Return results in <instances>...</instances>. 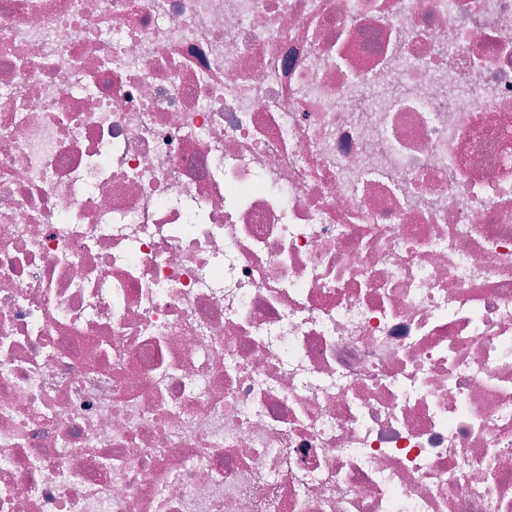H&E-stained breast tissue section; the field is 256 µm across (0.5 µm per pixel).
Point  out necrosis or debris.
Segmentation results:
<instances>
[{
	"mask_svg": "<svg viewBox=\"0 0 512 512\" xmlns=\"http://www.w3.org/2000/svg\"><path fill=\"white\" fill-rule=\"evenodd\" d=\"M0 512H512V0H0Z\"/></svg>",
	"mask_w": 512,
	"mask_h": 512,
	"instance_id": "necrosis-or-debris-1",
	"label": "necrosis or debris"
}]
</instances>
